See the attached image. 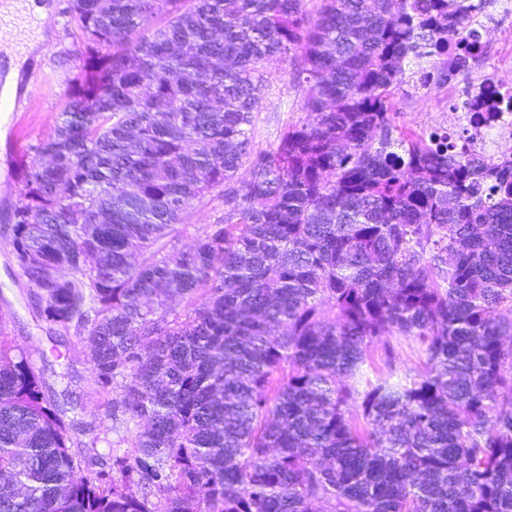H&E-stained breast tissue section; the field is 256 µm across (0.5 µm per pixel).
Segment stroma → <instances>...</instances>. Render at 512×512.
I'll return each instance as SVG.
<instances>
[{
  "label": "stroma",
  "instance_id": "1",
  "mask_svg": "<svg viewBox=\"0 0 512 512\" xmlns=\"http://www.w3.org/2000/svg\"><path fill=\"white\" fill-rule=\"evenodd\" d=\"M42 38L24 64L25 69L47 75L20 121L0 122V327L30 362L43 371L45 393L66 411L76 427L80 459H90L95 469L111 470L113 455L129 448L132 430L112 421V404L99 392L90 369V352L75 328L50 324L41 315L35 292L18 268L12 247V213L19 200L20 166L33 167L40 158L34 145L52 134L60 106L81 69L77 49L79 29L68 10V0H52ZM292 61L270 63V88L256 114L253 143L265 150L277 145L288 125L300 117L304 91L292 82ZM398 129L428 132L446 122L452 102L445 82L422 86L411 77L393 94ZM223 215L219 201L191 210L178 225L171 241L179 250L192 248L206 225Z\"/></svg>",
  "mask_w": 512,
  "mask_h": 512
}]
</instances>
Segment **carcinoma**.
<instances>
[{
  "label": "carcinoma",
  "instance_id": "cac0c4a2",
  "mask_svg": "<svg viewBox=\"0 0 512 512\" xmlns=\"http://www.w3.org/2000/svg\"><path fill=\"white\" fill-rule=\"evenodd\" d=\"M318 2L70 0L82 67L12 246L136 434L112 474L82 464L0 329V512H512V153L393 137L411 60L468 71L464 0ZM288 56L304 117L257 151ZM401 338L424 359L397 377ZM223 215V208L219 201L214 200L197 206L189 213L187 223L177 225L175 237L168 242L167 248L175 247L178 250L192 248L207 224H215Z\"/></svg>",
  "mask_w": 512,
  "mask_h": 512
}]
</instances>
